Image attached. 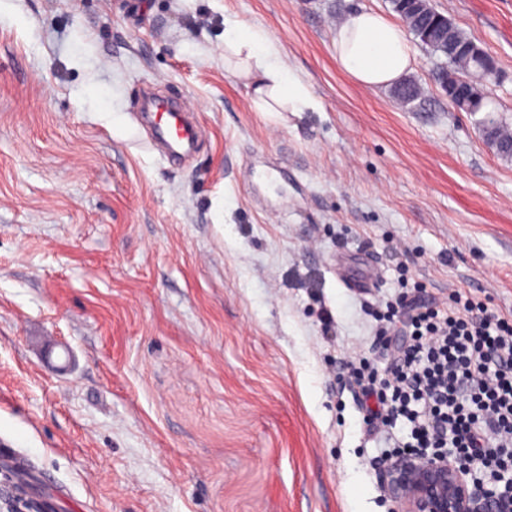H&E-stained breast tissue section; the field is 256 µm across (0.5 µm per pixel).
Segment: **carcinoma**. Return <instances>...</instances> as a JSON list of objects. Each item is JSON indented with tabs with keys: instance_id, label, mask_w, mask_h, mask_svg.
<instances>
[{
	"instance_id": "obj_1",
	"label": "carcinoma",
	"mask_w": 512,
	"mask_h": 512,
	"mask_svg": "<svg viewBox=\"0 0 512 512\" xmlns=\"http://www.w3.org/2000/svg\"><path fill=\"white\" fill-rule=\"evenodd\" d=\"M393 11L405 21L409 32L415 40L427 48L438 61V71L448 74V94H455L459 78L465 76V71L481 70L493 73L494 58L487 54L483 61H477L467 56L466 48L473 38L459 29L453 22L443 20L445 31H433L425 34V16L409 11L402 0H391ZM496 152L508 159L512 158V130L506 124L499 123L491 131Z\"/></svg>"
}]
</instances>
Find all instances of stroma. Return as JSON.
I'll list each match as a JSON object with an SVG mask.
<instances>
[{"instance_id": "stroma-1", "label": "stroma", "mask_w": 512, "mask_h": 512, "mask_svg": "<svg viewBox=\"0 0 512 512\" xmlns=\"http://www.w3.org/2000/svg\"><path fill=\"white\" fill-rule=\"evenodd\" d=\"M497 62L460 112L360 86L333 36L390 0H0V437L51 512H392L397 421L344 368L418 282L512 318V0H431ZM261 28L319 103L256 111L224 20ZM185 102L171 162L137 114ZM331 312L332 330L322 317Z\"/></svg>"}]
</instances>
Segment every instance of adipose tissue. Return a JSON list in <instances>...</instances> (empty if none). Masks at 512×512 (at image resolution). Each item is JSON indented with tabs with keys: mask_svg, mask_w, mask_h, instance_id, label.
Masks as SVG:
<instances>
[{
	"mask_svg": "<svg viewBox=\"0 0 512 512\" xmlns=\"http://www.w3.org/2000/svg\"><path fill=\"white\" fill-rule=\"evenodd\" d=\"M336 62L367 88L399 81L413 57L404 32L374 11H361L336 28ZM224 60L242 77L253 79V105L259 112H300L314 106L307 86L280 63L276 43L260 29L224 20Z\"/></svg>",
	"mask_w": 512,
	"mask_h": 512,
	"instance_id": "obj_1",
	"label": "adipose tissue"
}]
</instances>
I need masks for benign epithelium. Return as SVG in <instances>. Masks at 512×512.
I'll return each instance as SVG.
<instances>
[{
    "instance_id": "benign-epithelium-1",
    "label": "benign epithelium",
    "mask_w": 512,
    "mask_h": 512,
    "mask_svg": "<svg viewBox=\"0 0 512 512\" xmlns=\"http://www.w3.org/2000/svg\"><path fill=\"white\" fill-rule=\"evenodd\" d=\"M470 460L445 450L404 456L384 468L395 512H512V498L469 482Z\"/></svg>"
}]
</instances>
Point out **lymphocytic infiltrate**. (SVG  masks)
Here are the masks:
<instances>
[{"label":"lymphocytic infiltrate","instance_id":"f902f5d3","mask_svg":"<svg viewBox=\"0 0 512 512\" xmlns=\"http://www.w3.org/2000/svg\"><path fill=\"white\" fill-rule=\"evenodd\" d=\"M377 342L392 354L385 376L346 364L370 420L406 419L414 449L451 447L493 482L512 472L511 319L458 290L443 312L417 294L388 307Z\"/></svg>","mask_w":512,"mask_h":512}]
</instances>
